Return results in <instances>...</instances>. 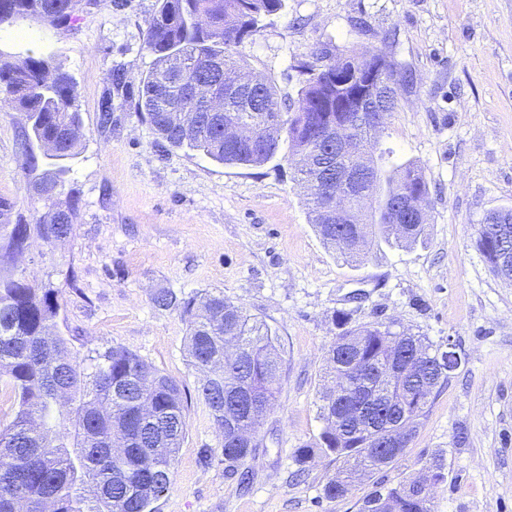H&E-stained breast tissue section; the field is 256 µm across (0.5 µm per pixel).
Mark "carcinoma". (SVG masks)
I'll return each instance as SVG.
<instances>
[{
	"label": "carcinoma",
	"instance_id": "1",
	"mask_svg": "<svg viewBox=\"0 0 512 512\" xmlns=\"http://www.w3.org/2000/svg\"><path fill=\"white\" fill-rule=\"evenodd\" d=\"M101 0H0V24L20 19L61 28ZM148 21L145 47L154 68L140 81L139 107L159 138L227 165L261 167L288 140L297 181L308 158L325 150L328 124L350 122L356 111L338 112L354 87L336 85V62L303 63L307 75L296 100L279 97L264 77L226 101L221 122L193 95V84L217 71L224 90L245 73L242 48L262 22L280 13L285 0H159ZM348 67L373 65L389 73L395 64L375 49L352 50ZM77 82L52 56L29 54L10 61L0 52V101L28 120L23 168L44 171L38 194L49 202L34 224H12L11 203L0 200V264L22 239L62 241L74 231L77 203L54 202L64 189V162L79 154L82 124L75 107ZM269 113L283 115L267 125ZM245 120L264 146L230 143L224 121ZM375 165L376 191L358 195L360 209L378 210L382 195L426 198L429 185L420 166ZM310 223L323 243L351 261L361 259L369 240L380 235L409 247L424 225L401 232L379 213L372 224L325 226L318 222L315 194H307ZM475 244L490 271L501 252H512V231L481 224ZM152 302L180 311L188 324V353L200 375L198 394L211 410L224 442L218 449L224 472L248 479L242 470L255 455L250 436L263 425L282 384L279 338L222 295L180 298L161 289ZM58 290L35 288L13 274H0V375L9 376L17 401L13 420L0 426V512H155L166 494L171 469L186 434L187 395L176 380L136 354L110 347L93 355H70L57 330ZM344 327L326 355L329 375L349 387L335 397L321 392L319 439L298 450L303 465L319 450L343 460L327 482L328 499L344 497L376 466L400 460L384 440L395 429L417 431L436 387L444 381L439 349L422 336L394 331L382 323ZM235 338L239 353L224 355V338ZM360 512H431L426 486L399 483L364 500Z\"/></svg>",
	"mask_w": 512,
	"mask_h": 512
}]
</instances>
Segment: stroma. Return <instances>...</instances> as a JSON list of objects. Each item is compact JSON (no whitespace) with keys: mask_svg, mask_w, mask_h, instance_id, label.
<instances>
[{"mask_svg":"<svg viewBox=\"0 0 512 512\" xmlns=\"http://www.w3.org/2000/svg\"><path fill=\"white\" fill-rule=\"evenodd\" d=\"M157 7L102 0L65 29L0 25V51L54 56L76 80L84 131L65 176L79 200L73 235L30 239L8 268L58 289L56 322L71 355L121 346L185 388L186 436L156 512H359L375 490L437 460L445 479L432 490V512H512V281L496 277L475 245L486 214L512 206V0H285L246 41L252 72L291 99L305 81L300 63L350 49L375 48L408 75L378 148L422 166L429 222L414 246L379 237L356 262L328 249L311 224L288 147L261 167L224 165L169 146L140 115L139 79L154 64L144 38ZM116 69L127 89L104 129L99 102ZM22 140L20 115L0 110V200L12 203V221L32 224L45 203L22 167ZM160 289L224 295L280 338L282 386L255 436L248 484L224 472L187 323L154 307ZM339 312L354 325L409 330L461 362L402 460L330 500L323 489L342 460L318 452L301 469L295 457L325 426L318 397Z\"/></svg>","mask_w":512,"mask_h":512,"instance_id":"1","label":"stroma"}]
</instances>
